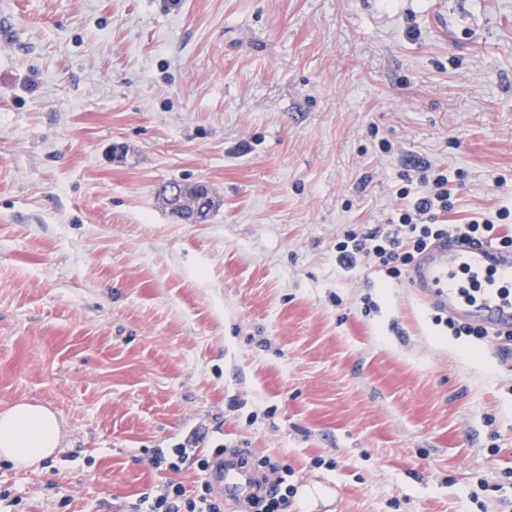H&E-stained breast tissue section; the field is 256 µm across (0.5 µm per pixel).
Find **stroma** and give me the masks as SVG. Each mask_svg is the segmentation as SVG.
<instances>
[{
  "label": "stroma",
  "instance_id": "obj_1",
  "mask_svg": "<svg viewBox=\"0 0 512 512\" xmlns=\"http://www.w3.org/2000/svg\"><path fill=\"white\" fill-rule=\"evenodd\" d=\"M421 162L464 174L448 223L512 209V0H0V409L62 426L0 460L8 512L193 488L150 463L193 433L284 512H512V333L336 264ZM180 184L190 192L187 197H184L185 200L182 201L180 207L190 210L191 216L197 213L194 223L207 221L210 214L220 206L219 200L211 194L209 188L203 182ZM203 184L204 187H201ZM60 442V421L48 407L23 400L0 411V459L14 467L37 469ZM261 463L269 470L256 479L259 493L251 499L250 507L254 512H278L281 505H288V494L293 493L287 483L288 474L280 475L277 465L268 458Z\"/></svg>",
  "mask_w": 512,
  "mask_h": 512
}]
</instances>
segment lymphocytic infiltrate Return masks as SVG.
Instances as JSON below:
<instances>
[{
  "label": "lymphocytic infiltrate",
  "mask_w": 512,
  "mask_h": 512,
  "mask_svg": "<svg viewBox=\"0 0 512 512\" xmlns=\"http://www.w3.org/2000/svg\"><path fill=\"white\" fill-rule=\"evenodd\" d=\"M404 205L396 209L386 223L376 225L363 233L348 229L336 243V263L345 270L359 267L374 268L387 277L397 278L433 240L448 234L447 225L439 216L450 211L448 172L427 165L418 167L415 175H408L396 191ZM464 236L488 239L502 247L512 246V210L501 208L496 220L472 219L458 229ZM198 436H191L174 448L153 454L155 469L179 472L181 464L196 460L200 471H207L211 456L202 454L197 446ZM265 474L258 477L257 493L250 504L254 512H279L287 505L290 488L286 476L280 475L276 464L264 460ZM142 512H224V503L208 482H200L189 491L179 483L167 484L163 493L140 497Z\"/></svg>",
  "instance_id": "lymphocytic-infiltrate-1"
}]
</instances>
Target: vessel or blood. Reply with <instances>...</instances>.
I'll list each match as a JSON object with an SVG mask.
<instances>
[{"label": "vessel or blood", "mask_w": 512, "mask_h": 512, "mask_svg": "<svg viewBox=\"0 0 512 512\" xmlns=\"http://www.w3.org/2000/svg\"><path fill=\"white\" fill-rule=\"evenodd\" d=\"M407 285L427 305L496 332L512 327V250L453 235L434 241L410 267ZM219 493H250L249 477L216 463L209 474Z\"/></svg>", "instance_id": "b4317fda"}]
</instances>
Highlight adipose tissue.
I'll return each instance as SVG.
<instances>
[{
	"instance_id": "obj_1",
	"label": "adipose tissue",
	"mask_w": 512,
	"mask_h": 512,
	"mask_svg": "<svg viewBox=\"0 0 512 512\" xmlns=\"http://www.w3.org/2000/svg\"><path fill=\"white\" fill-rule=\"evenodd\" d=\"M60 442V421L48 407L23 400L0 410V459L14 467H39Z\"/></svg>"
}]
</instances>
